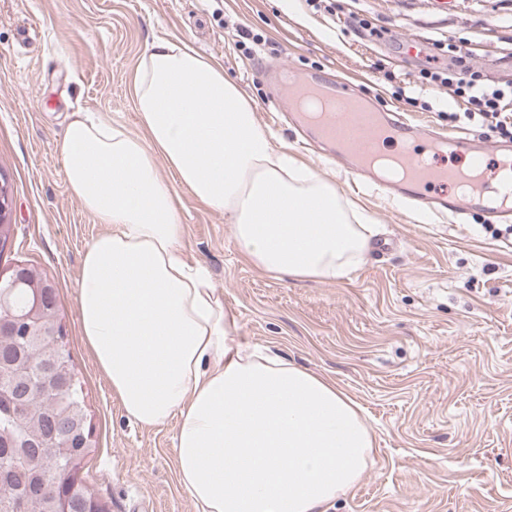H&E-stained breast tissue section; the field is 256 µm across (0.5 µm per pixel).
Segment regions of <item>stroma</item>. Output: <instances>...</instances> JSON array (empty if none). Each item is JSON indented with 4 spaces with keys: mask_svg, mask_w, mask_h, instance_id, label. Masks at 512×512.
<instances>
[{
    "mask_svg": "<svg viewBox=\"0 0 512 512\" xmlns=\"http://www.w3.org/2000/svg\"><path fill=\"white\" fill-rule=\"evenodd\" d=\"M359 7L377 35H342L301 0H0V175L15 226L0 263L35 266L57 287L96 441L81 477L109 512L194 509L177 483L175 421H131L80 333L82 259L109 227L67 187L58 150L67 117L101 111L141 134L129 81L158 36L219 61L261 123L275 107L249 76L260 63L350 82L383 109L443 131L447 119L394 99L396 82L373 63L414 83L421 71L448 65L433 40L465 38L490 81L512 80V0ZM410 38L427 50L407 53ZM272 130L370 217L378 247L344 282L262 272L240 254L223 213L182 188L184 253L208 268L248 343L336 381L364 408L374 463L328 512H512V234L495 235L477 210L458 224L356 187L343 159L300 150L292 125Z\"/></svg>",
    "mask_w": 512,
    "mask_h": 512,
    "instance_id": "1",
    "label": "stroma"
}]
</instances>
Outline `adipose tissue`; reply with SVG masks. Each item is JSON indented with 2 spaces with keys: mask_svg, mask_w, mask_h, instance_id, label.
<instances>
[{
  "mask_svg": "<svg viewBox=\"0 0 512 512\" xmlns=\"http://www.w3.org/2000/svg\"><path fill=\"white\" fill-rule=\"evenodd\" d=\"M131 99L142 135L75 112L59 143L70 192L109 227L82 259L81 334L128 417L176 420L178 482L195 512H326L373 462L361 407L333 380L243 340L208 269L184 258L173 188L224 212L256 268L295 278L348 279L369 224L188 42L154 39ZM161 162L175 184L159 178Z\"/></svg>",
  "mask_w": 512,
  "mask_h": 512,
  "instance_id": "adipose-tissue-1",
  "label": "adipose tissue"
}]
</instances>
